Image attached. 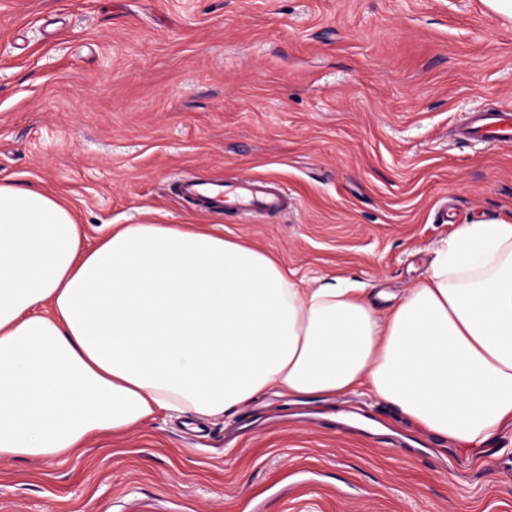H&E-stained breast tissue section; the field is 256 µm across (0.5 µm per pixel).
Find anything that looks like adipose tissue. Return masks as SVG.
Returning a JSON list of instances; mask_svg holds the SVG:
<instances>
[{"instance_id": "obj_1", "label": "adipose tissue", "mask_w": 512, "mask_h": 512, "mask_svg": "<svg viewBox=\"0 0 512 512\" xmlns=\"http://www.w3.org/2000/svg\"><path fill=\"white\" fill-rule=\"evenodd\" d=\"M356 391L463 448L512 430V221L461 225L382 316L241 238L144 222L84 247L64 197L0 181V456Z\"/></svg>"}]
</instances>
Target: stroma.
Instances as JSON below:
<instances>
[{
	"mask_svg": "<svg viewBox=\"0 0 512 512\" xmlns=\"http://www.w3.org/2000/svg\"><path fill=\"white\" fill-rule=\"evenodd\" d=\"M496 106L512 20L484 0H0V180L71 201L84 246L187 224L350 277L382 314L461 225L512 220V145L449 134ZM189 176L265 177L288 208L210 213L176 195ZM180 423L0 457V512H512V438L489 463L359 393L261 396L196 451Z\"/></svg>",
	"mask_w": 512,
	"mask_h": 512,
	"instance_id": "1",
	"label": "stroma"
}]
</instances>
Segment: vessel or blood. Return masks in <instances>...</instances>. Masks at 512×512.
Segmentation results:
<instances>
[{"label":"vessel or blood","instance_id":"vessel-or-blood-1","mask_svg":"<svg viewBox=\"0 0 512 512\" xmlns=\"http://www.w3.org/2000/svg\"><path fill=\"white\" fill-rule=\"evenodd\" d=\"M457 138L492 146L512 144V110L477 108L457 125ZM178 194L202 208L234 209L239 215L280 213L288 207V192L266 179L247 176L234 181L187 179L177 184Z\"/></svg>","mask_w":512,"mask_h":512}]
</instances>
